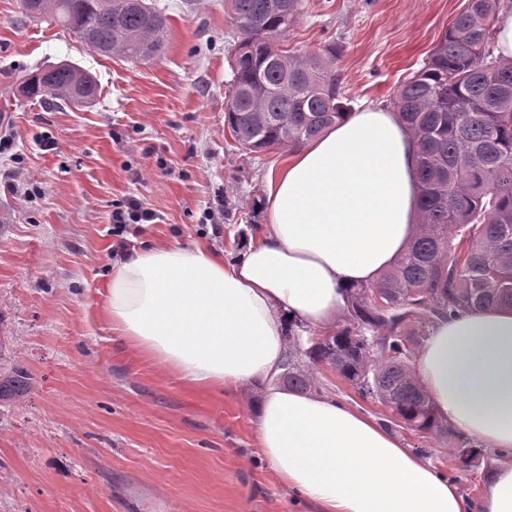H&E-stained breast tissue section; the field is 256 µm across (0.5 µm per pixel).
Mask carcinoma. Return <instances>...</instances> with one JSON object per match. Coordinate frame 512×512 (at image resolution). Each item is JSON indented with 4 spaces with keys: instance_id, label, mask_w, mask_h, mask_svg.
Returning a JSON list of instances; mask_svg holds the SVG:
<instances>
[{
    "instance_id": "1",
    "label": "carcinoma",
    "mask_w": 512,
    "mask_h": 512,
    "mask_svg": "<svg viewBox=\"0 0 512 512\" xmlns=\"http://www.w3.org/2000/svg\"><path fill=\"white\" fill-rule=\"evenodd\" d=\"M20 0L33 19L51 17L90 52L133 63L164 54L169 18L148 0ZM240 34L224 128L243 149L296 147L345 113L336 50L288 51L283 42L307 0H225ZM501 0H468L397 90L394 109L416 139L417 232L396 265L371 286L353 289L347 325L316 338L288 326L281 379L319 391L326 366L390 410L389 421L419 431L438 427L431 402L412 376L415 345L440 319L468 310L512 309V59L494 55ZM84 105L97 99L94 76L72 63L40 69L25 81ZM30 377L0 375V400L20 397ZM455 454L477 469L482 454Z\"/></svg>"
}]
</instances>
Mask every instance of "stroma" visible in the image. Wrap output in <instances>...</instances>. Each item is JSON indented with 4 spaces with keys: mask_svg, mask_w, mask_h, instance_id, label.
<instances>
[{
    "mask_svg": "<svg viewBox=\"0 0 512 512\" xmlns=\"http://www.w3.org/2000/svg\"><path fill=\"white\" fill-rule=\"evenodd\" d=\"M170 18L165 54L132 64L88 51L62 27L0 0V369L20 366L30 394L0 402V512H314L287 496L264 460L256 390L217 396L129 357L104 311L112 207L141 199L161 217L135 245L205 242L235 261L259 235L266 178L283 149L243 151L224 132L236 31L224 0H153ZM467 0H307L288 48L335 45L352 108H392ZM69 61L92 73L85 106L26 96L36 70ZM144 174L131 178L132 171ZM224 203V221L206 220ZM322 396L388 424L387 410L330 369ZM389 431L477 502L512 459L449 426Z\"/></svg>",
    "mask_w": 512,
    "mask_h": 512,
    "instance_id": "stroma-1",
    "label": "stroma"
}]
</instances>
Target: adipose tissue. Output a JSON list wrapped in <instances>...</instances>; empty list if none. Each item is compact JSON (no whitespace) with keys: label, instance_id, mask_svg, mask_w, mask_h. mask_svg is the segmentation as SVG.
Wrapping results in <instances>:
<instances>
[{"label":"adipose tissue","instance_id":"obj_1","mask_svg":"<svg viewBox=\"0 0 512 512\" xmlns=\"http://www.w3.org/2000/svg\"><path fill=\"white\" fill-rule=\"evenodd\" d=\"M417 146L397 113L345 114L267 179L265 230L237 262L153 243L113 267L105 312L135 355L216 394L261 389L257 436L283 490L317 512H512V462L477 505L373 417L277 382L295 323L331 333L347 292L375 282L415 233ZM415 376L439 421L512 449V311L438 322Z\"/></svg>","mask_w":512,"mask_h":512}]
</instances>
